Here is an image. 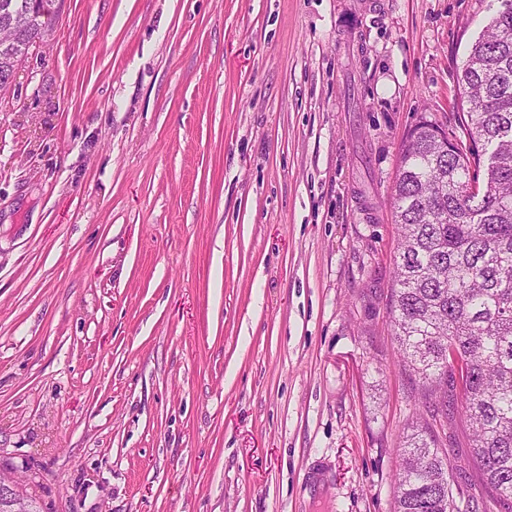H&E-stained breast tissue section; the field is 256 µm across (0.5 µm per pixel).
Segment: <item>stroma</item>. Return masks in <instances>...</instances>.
<instances>
[{"label":"stroma","mask_w":512,"mask_h":512,"mask_svg":"<svg viewBox=\"0 0 512 512\" xmlns=\"http://www.w3.org/2000/svg\"><path fill=\"white\" fill-rule=\"evenodd\" d=\"M0 93V471L45 512H394L399 148L499 0H56Z\"/></svg>","instance_id":"1"}]
</instances>
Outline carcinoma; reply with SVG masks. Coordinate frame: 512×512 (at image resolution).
Here are the masks:
<instances>
[{
	"label": "carcinoma",
	"mask_w": 512,
	"mask_h": 512,
	"mask_svg": "<svg viewBox=\"0 0 512 512\" xmlns=\"http://www.w3.org/2000/svg\"><path fill=\"white\" fill-rule=\"evenodd\" d=\"M31 0H0V23ZM19 46L0 44V77ZM461 141L422 119L407 134L391 194L399 225L390 295L401 364L423 397L457 403L484 481L512 497V11H497L461 67ZM459 378L448 374V350ZM428 423L406 436L395 512H473L453 494Z\"/></svg>",
	"instance_id": "1"
}]
</instances>
